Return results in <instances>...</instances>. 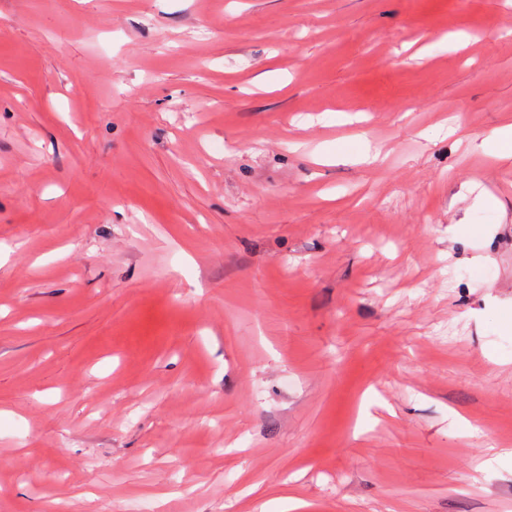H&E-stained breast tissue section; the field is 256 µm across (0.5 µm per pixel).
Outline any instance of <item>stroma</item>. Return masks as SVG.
Returning a JSON list of instances; mask_svg holds the SVG:
<instances>
[{
	"label": "stroma",
	"mask_w": 512,
	"mask_h": 512,
	"mask_svg": "<svg viewBox=\"0 0 512 512\" xmlns=\"http://www.w3.org/2000/svg\"><path fill=\"white\" fill-rule=\"evenodd\" d=\"M509 121L512 0H0V512H512Z\"/></svg>",
	"instance_id": "obj_1"
}]
</instances>
